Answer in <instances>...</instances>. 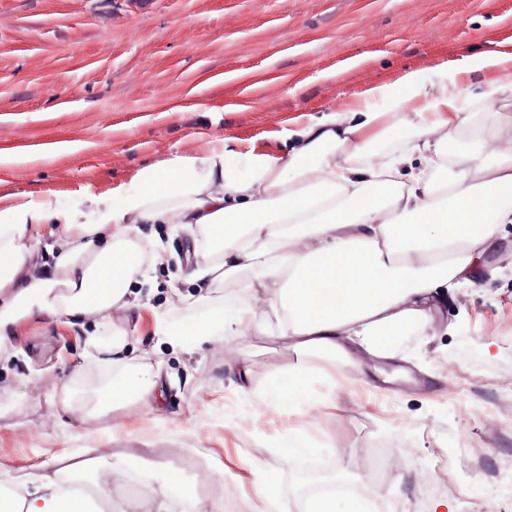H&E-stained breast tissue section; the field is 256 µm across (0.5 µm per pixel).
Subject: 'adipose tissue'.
I'll return each instance as SVG.
<instances>
[{
    "label": "adipose tissue",
    "mask_w": 512,
    "mask_h": 512,
    "mask_svg": "<svg viewBox=\"0 0 512 512\" xmlns=\"http://www.w3.org/2000/svg\"><path fill=\"white\" fill-rule=\"evenodd\" d=\"M457 81H449V72ZM485 100H512V38L448 64L373 84L341 108L289 131L278 145L249 141L245 150L217 140L201 153L142 168L129 182L76 203L60 192L9 195L0 204V355L36 316L93 324L85 345L104 364L125 366L96 409L151 405L158 373L129 362L123 338L99 339L129 307L145 261L133 240L145 224L202 227L224 253V273L255 269L247 301L208 306L214 267L198 262L188 280L204 309L172 319L151 309L155 335L195 352L224 338L226 326L259 333L258 305L282 313L300 356L363 364L390 359L397 330L432 324L437 289L471 282L498 228L512 224V125L497 126L493 150L448 149L470 120L464 89ZM413 131L399 149L383 147L392 121ZM417 164L416 172L406 167ZM49 239L53 265L34 261L33 242ZM279 282L267 297L268 281ZM307 370L277 375L265 390L275 405L302 410ZM125 459L88 469L81 455L66 467L43 463L0 480V512H112V486Z\"/></svg>",
    "instance_id": "ef3b65f1"
}]
</instances>
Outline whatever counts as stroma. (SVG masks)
<instances>
[{
  "mask_svg": "<svg viewBox=\"0 0 512 512\" xmlns=\"http://www.w3.org/2000/svg\"><path fill=\"white\" fill-rule=\"evenodd\" d=\"M512 37V0H0V149L81 140L75 156L0 166V196L48 189L77 200L129 181L141 168L193 154L215 138L242 148L285 135L349 103L367 84L489 49ZM471 123L451 148L471 151L512 104L467 98ZM162 264L141 285L155 306L172 288L180 315L198 312L189 266L221 263L203 231L146 224ZM428 329L394 338L381 382L369 365L308 357L319 414L266 404L264 389L297 361L280 318L257 311L264 335L226 328L223 340L188 355L150 334L138 308L114 330L136 356L161 370L156 402L111 414L91 408L119 366L104 367L74 334L47 318L27 322L19 352L0 363V462L20 476L52 457L109 448L126 455L139 490L114 488L112 512H132L169 473L222 486L226 512H257V475L273 472L278 502L267 512H302L306 468L354 486L369 512H512V224L501 225L474 285L438 292ZM241 359L239 384L229 363ZM69 386L78 419L53 396ZM335 403L324 411L325 403ZM301 428L319 452L292 456L282 442ZM232 474L219 480L208 461Z\"/></svg>",
  "mask_w": 512,
  "mask_h": 512,
  "instance_id": "35a3bbf8",
  "label": "stroma"
}]
</instances>
